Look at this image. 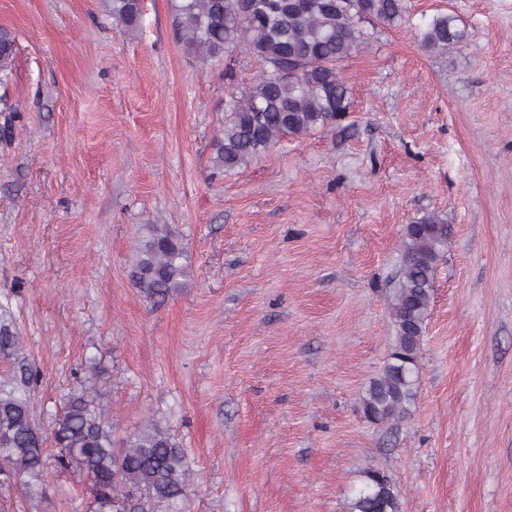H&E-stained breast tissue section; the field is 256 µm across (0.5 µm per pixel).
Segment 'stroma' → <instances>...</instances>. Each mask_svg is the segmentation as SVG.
I'll return each instance as SVG.
<instances>
[{
	"instance_id": "1",
	"label": "stroma",
	"mask_w": 512,
	"mask_h": 512,
	"mask_svg": "<svg viewBox=\"0 0 512 512\" xmlns=\"http://www.w3.org/2000/svg\"><path fill=\"white\" fill-rule=\"evenodd\" d=\"M342 67L336 125L226 173L213 143L235 80L178 42L171 0L141 28L105 0H0L16 40L0 138V306L50 428L97 366L116 438L169 425L195 476L184 512H348L383 470L402 512H512V0H408ZM448 13L445 51L419 35ZM450 226L409 416L363 418L393 343L408 224ZM147 224L186 248L180 288L131 278ZM49 472L0 486V512H89ZM455 18L441 14L433 18L420 35V45L427 51H447L448 48L464 42L468 34L465 29L457 27Z\"/></svg>"
}]
</instances>
